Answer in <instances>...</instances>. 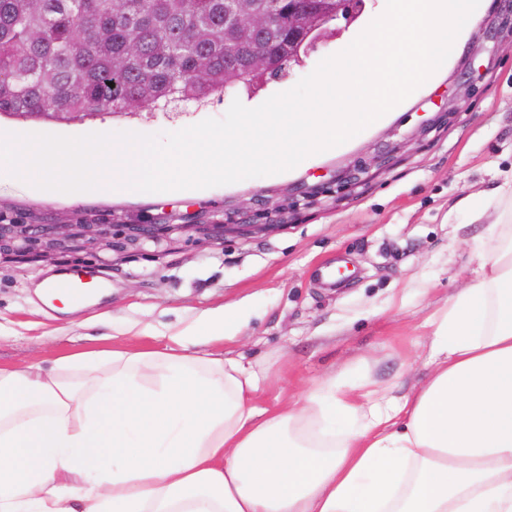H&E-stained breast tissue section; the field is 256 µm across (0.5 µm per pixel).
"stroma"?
I'll use <instances>...</instances> for the list:
<instances>
[{"mask_svg":"<svg viewBox=\"0 0 512 512\" xmlns=\"http://www.w3.org/2000/svg\"><path fill=\"white\" fill-rule=\"evenodd\" d=\"M380 0L253 94L264 103L293 88L364 28ZM512 0H485L447 69L381 125L283 175L208 193L72 202L36 196L0 172V214L26 224H109L118 246L82 259H0V366L50 365L115 346L160 348L203 313L240 318L234 337L207 352L263 374L256 403L273 406L344 373L402 396L428 373L427 321L463 288L479 263L455 211L512 173V36L495 25ZM232 96L180 102L152 114L82 121L0 119L20 132L78 137L107 129L164 135L222 118ZM289 204L288 222L216 242L188 236L123 243L125 224H262ZM59 272L103 274L101 300L62 314L35 293Z\"/></svg>","mask_w":512,"mask_h":512,"instance_id":"35a3bbf8","label":"stroma"}]
</instances>
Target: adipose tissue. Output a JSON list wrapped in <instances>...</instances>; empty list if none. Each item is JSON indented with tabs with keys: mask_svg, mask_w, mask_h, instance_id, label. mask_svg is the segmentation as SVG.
Segmentation results:
<instances>
[{
	"mask_svg": "<svg viewBox=\"0 0 512 512\" xmlns=\"http://www.w3.org/2000/svg\"><path fill=\"white\" fill-rule=\"evenodd\" d=\"M487 254L432 321L403 397L344 378L274 408L259 376L172 347L0 366V512H512V182L463 198Z\"/></svg>",
	"mask_w": 512,
	"mask_h": 512,
	"instance_id": "obj_1",
	"label": "adipose tissue"
}]
</instances>
